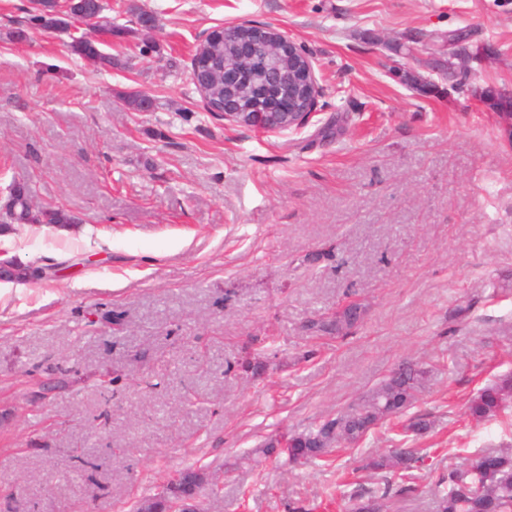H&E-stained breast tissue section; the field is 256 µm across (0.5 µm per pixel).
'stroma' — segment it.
<instances>
[{
    "instance_id": "obj_1",
    "label": "stroma",
    "mask_w": 512,
    "mask_h": 512,
    "mask_svg": "<svg viewBox=\"0 0 512 512\" xmlns=\"http://www.w3.org/2000/svg\"><path fill=\"white\" fill-rule=\"evenodd\" d=\"M106 2L107 64L29 26L33 0H0V159L34 209L76 218L0 235L47 271L0 285V512H130L189 464L219 489L204 512H336L374 487L361 460L402 419L329 465L244 453L404 359L428 372L411 412L436 473L512 444V419L464 416L512 372V144L470 93L421 90L419 64L450 35L489 45L476 84L512 91V0ZM244 21L308 52L321 95L304 128L205 109L194 50ZM350 300L366 313L346 337L316 330Z\"/></svg>"
}]
</instances>
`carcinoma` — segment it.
I'll use <instances>...</instances> for the list:
<instances>
[{"label":"carcinoma","mask_w":512,"mask_h":512,"mask_svg":"<svg viewBox=\"0 0 512 512\" xmlns=\"http://www.w3.org/2000/svg\"><path fill=\"white\" fill-rule=\"evenodd\" d=\"M72 13H85L91 24L102 18L107 8L104 0H75ZM31 23L46 29L65 32L67 16L59 13L56 0H42L41 10L31 17ZM75 54L87 60H107L99 43L92 38H74L71 42ZM199 48L207 54L210 65H201L207 88L206 108H211L224 96L232 95L243 107L270 111L275 106V90L263 86L258 63L242 66L241 80L232 88L224 87V64L236 55L235 47L222 40L207 38ZM15 213L6 214L0 221L5 232L17 230L26 224H71L74 218L61 210L45 209L38 213L28 208V187L17 185L14 195ZM363 314L362 306L355 304L336 313L331 322L317 325L326 334H340L352 328ZM427 371L419 364L403 361L387 378L379 382L360 402L335 417L287 438L288 462L328 461L335 448L342 444L361 442L385 418H396L409 410L422 386ZM512 407V373L497 377L492 383L471 396L465 405V414L481 424ZM429 469L428 456L423 449L407 439L364 457L362 470L380 476V490L358 488L351 495L352 512H389L390 501L415 489L409 484L412 471ZM435 486L444 487L436 498V512H512V446L494 451L477 450L463 459L461 464L440 476Z\"/></svg>","instance_id":"obj_1"}]
</instances>
